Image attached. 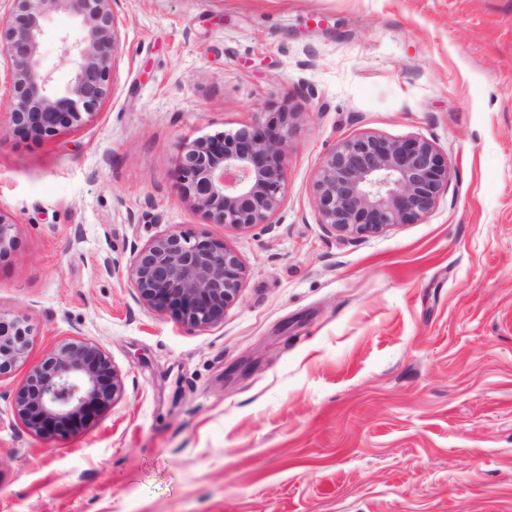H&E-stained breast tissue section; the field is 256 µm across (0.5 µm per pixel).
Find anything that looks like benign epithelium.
<instances>
[{"label":"benign epithelium","mask_w":512,"mask_h":512,"mask_svg":"<svg viewBox=\"0 0 512 512\" xmlns=\"http://www.w3.org/2000/svg\"><path fill=\"white\" fill-rule=\"evenodd\" d=\"M0 13V56L6 58L5 106L12 124L42 139L92 115L110 90L117 30L114 0H5ZM67 14L60 37L71 82L53 83L41 59L49 15ZM294 112L180 146L176 173L184 199L208 223L235 230L270 224L286 188L288 135ZM448 188V165L429 141L359 134L338 143L322 160L314 183L320 223L346 237H363L423 220ZM13 220L0 212V259L14 248ZM135 299L159 316L171 314L190 329L224 323L246 275L224 242L178 228L134 246L127 269ZM33 328L23 314L0 313V375L29 357ZM123 381L98 345L69 340L29 366L12 404L18 420L40 434L49 425L84 422L109 407Z\"/></svg>","instance_id":"7a95c632"}]
</instances>
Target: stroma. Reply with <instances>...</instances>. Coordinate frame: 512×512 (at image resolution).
Here are the masks:
<instances>
[{"label":"stroma","instance_id":"obj_1","mask_svg":"<svg viewBox=\"0 0 512 512\" xmlns=\"http://www.w3.org/2000/svg\"><path fill=\"white\" fill-rule=\"evenodd\" d=\"M111 91L36 139L0 112V312L30 361L80 334L124 391L36 434L0 376V512H512V0H117ZM52 15L43 61L71 79ZM300 115L273 223H207L180 195L188 137ZM369 133L433 143L432 212L328 233L325 155ZM224 241L247 275L222 325L138 303L132 245ZM115 270L106 273L105 262Z\"/></svg>","mask_w":512,"mask_h":512}]
</instances>
